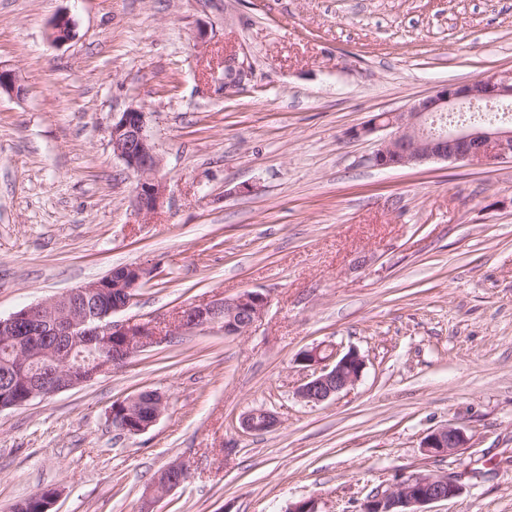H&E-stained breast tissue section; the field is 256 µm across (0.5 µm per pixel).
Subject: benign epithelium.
Segmentation results:
<instances>
[{
    "label": "benign epithelium",
    "mask_w": 512,
    "mask_h": 512,
    "mask_svg": "<svg viewBox=\"0 0 512 512\" xmlns=\"http://www.w3.org/2000/svg\"><path fill=\"white\" fill-rule=\"evenodd\" d=\"M72 35L71 18L56 17L51 28L52 41L62 44ZM248 75L246 61L232 53L224 56V88L236 90L244 86ZM2 92L17 95L21 88L14 72L0 67ZM481 102H512V73H494L463 85L448 84L426 97L410 101L401 110L373 116L349 135L359 139L391 130L389 137L368 157L372 166L381 169L418 166L434 160L465 166L511 163L512 125H450L439 133L428 134L431 119L463 112ZM110 143L112 153L138 176L133 206L141 213L157 212L164 203L166 183L158 177L162 160L153 142L149 113L142 107H130L121 113L112 122ZM151 271L153 268L143 264L115 268L96 281L0 318V346L15 356L27 373L26 391L8 402L0 397V411L24 407L36 399H46L108 374L136 354L161 343L166 336L199 328L240 336L262 317L268 305L265 293L245 290L232 298L218 297L182 309L167 330L152 320H113L114 314L128 308ZM113 290L121 293V299L114 304L92 313L78 310L82 301L90 297L105 299ZM37 336H62L69 341L66 356L51 376L35 370L34 364L53 355L56 344L37 341ZM298 363L308 374L296 395L309 404L323 403L353 387L365 369V360L357 351L342 354L322 344L301 352ZM146 405L149 412L142 416L140 409ZM122 407L121 411L110 412L112 424L126 435H138L157 422L165 408V399L157 391L142 390L127 398ZM276 425V416L264 410L252 411L241 419V427L247 432L260 427L270 430ZM467 443L468 437L462 429L446 425L430 432L423 448L441 456L464 448ZM185 466V462L178 461L161 470L146 492L141 512H152L153 499L158 494L185 482ZM461 490L458 476L405 473L393 486L363 501L360 512H428L426 506L451 499Z\"/></svg>",
    "instance_id": "obj_1"
}]
</instances>
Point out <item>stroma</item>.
Instances as JSON below:
<instances>
[{
  "mask_svg": "<svg viewBox=\"0 0 512 512\" xmlns=\"http://www.w3.org/2000/svg\"><path fill=\"white\" fill-rule=\"evenodd\" d=\"M75 35L50 38L59 15ZM251 67L224 90V57ZM0 316L134 263L119 317L167 321L258 290L251 331L168 337L124 367L0 412V512L46 487L52 512H358L405 471L461 475L432 512H512V163L379 169L351 129L448 83L512 70V0H0ZM150 114L167 176L154 214L109 131ZM357 350L358 383L296 396L298 354ZM167 406L139 435L114 401ZM278 423L245 432L252 410ZM451 424L458 452L422 447ZM162 394L154 390H142L127 398L120 412L114 409L110 412L112 424L126 435H138L146 432L161 416L165 408ZM148 405L147 415L140 416V409ZM186 463L183 461L174 462L161 470L151 488L148 489L143 500L141 512H152L153 499L160 493L169 492L185 482Z\"/></svg>",
  "mask_w": 512,
  "mask_h": 512,
  "instance_id": "35a3bbf8",
  "label": "stroma"
}]
</instances>
